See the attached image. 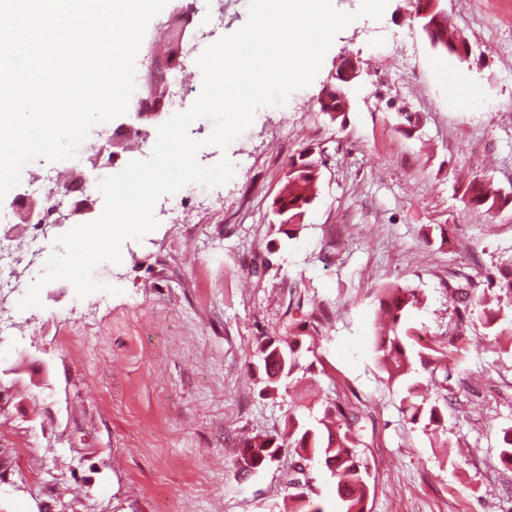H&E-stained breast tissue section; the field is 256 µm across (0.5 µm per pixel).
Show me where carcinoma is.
Masks as SVG:
<instances>
[{
    "instance_id": "1",
    "label": "carcinoma",
    "mask_w": 512,
    "mask_h": 512,
    "mask_svg": "<svg viewBox=\"0 0 512 512\" xmlns=\"http://www.w3.org/2000/svg\"><path fill=\"white\" fill-rule=\"evenodd\" d=\"M421 29L432 46L463 59L469 36L461 31L448 35L447 18L427 17ZM317 167L318 160L306 150L300 152L298 160L288 164V175L277 194L278 200L288 206V210L275 212L279 225L283 226L298 214L306 213L307 206L316 200L315 187L320 179V174L315 172ZM463 201L468 209L480 214L499 210L512 198L475 176L464 190ZM420 304L422 299L415 289L393 285L382 290L380 305L388 324L382 331L377 352L379 363L393 382L407 376L411 370L398 327L407 311ZM257 356L265 373L264 392L269 396L278 392L282 383L299 369L291 345L280 339L260 341ZM415 394V385L405 388L403 401L407 402L411 421L415 423L426 417L431 425L439 423L443 408L437 403L428 407L418 404L414 402ZM353 425L349 414L335 404L325 409L323 417L315 425L291 421L279 433L257 434L243 442L236 461L238 472L248 475L288 453L295 458L288 470V483L300 486L301 476L305 475V462L317 458L337 478L336 495L343 503V512H365L371 492L369 463L356 449Z\"/></svg>"
}]
</instances>
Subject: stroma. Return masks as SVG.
Segmentation results:
<instances>
[{"label": "stroma", "instance_id": "35a3bbf8", "mask_svg": "<svg viewBox=\"0 0 512 512\" xmlns=\"http://www.w3.org/2000/svg\"><path fill=\"white\" fill-rule=\"evenodd\" d=\"M470 36L461 61L432 48L415 0H388L381 20L337 34L312 83L257 109L227 151L234 177L163 195L177 214L122 261L100 264L98 291L64 280L18 310L32 281L0 299L12 311L0 344V512H341L336 480L307 462L309 486L286 483L287 460L249 478L243 438L311 422L327 405L362 415L370 464L367 512H512V346L480 316L459 322L451 273L473 295L512 264V204L469 211L464 183L481 175L512 195V0H442ZM360 75L344 122L318 98L345 58ZM321 163L318 196L282 234L271 203L289 161ZM420 291L405 330L421 355L425 402L447 401L441 426L412 423L375 348L379 291ZM292 343L300 368L266 396L256 349Z\"/></svg>", "mask_w": 512, "mask_h": 512}]
</instances>
